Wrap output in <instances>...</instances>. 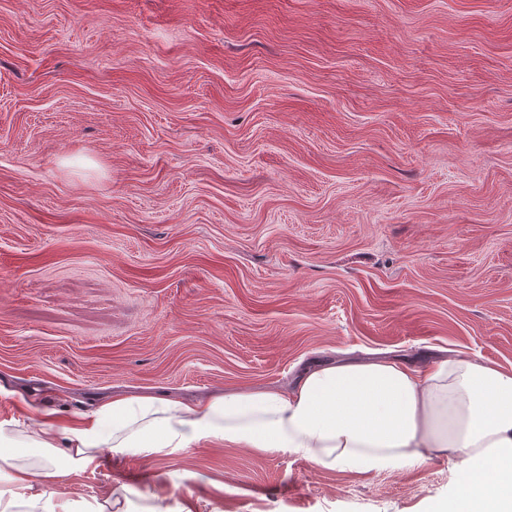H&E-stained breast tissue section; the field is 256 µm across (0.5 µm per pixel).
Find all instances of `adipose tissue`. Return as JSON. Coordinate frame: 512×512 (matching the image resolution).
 Wrapping results in <instances>:
<instances>
[{
  "mask_svg": "<svg viewBox=\"0 0 512 512\" xmlns=\"http://www.w3.org/2000/svg\"><path fill=\"white\" fill-rule=\"evenodd\" d=\"M38 418L25 428L0 421V512H112L111 500L62 495L58 479L97 467L103 450L158 458L204 444L362 473L451 450L460 457L455 492L430 512H512V371L469 357L424 369L396 359L342 363L306 370L285 391L193 404L118 396L72 420Z\"/></svg>",
  "mask_w": 512,
  "mask_h": 512,
  "instance_id": "1",
  "label": "adipose tissue"
}]
</instances>
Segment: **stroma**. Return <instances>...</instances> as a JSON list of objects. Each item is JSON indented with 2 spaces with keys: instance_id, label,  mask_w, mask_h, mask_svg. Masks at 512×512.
<instances>
[{
  "instance_id": "35a3bbf8",
  "label": "stroma",
  "mask_w": 512,
  "mask_h": 512,
  "mask_svg": "<svg viewBox=\"0 0 512 512\" xmlns=\"http://www.w3.org/2000/svg\"><path fill=\"white\" fill-rule=\"evenodd\" d=\"M448 353L512 370V0H0V421ZM457 462L201 445L64 490L426 512Z\"/></svg>"
}]
</instances>
